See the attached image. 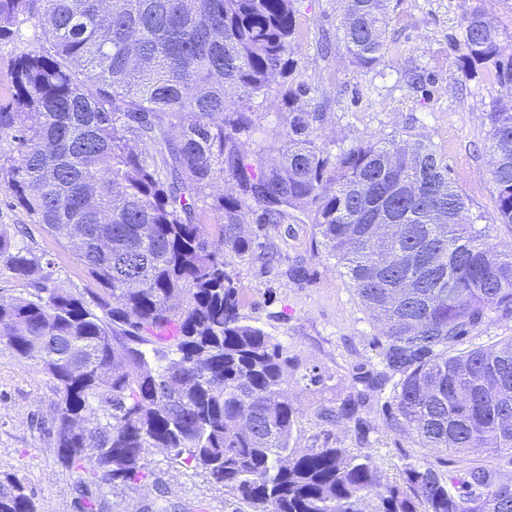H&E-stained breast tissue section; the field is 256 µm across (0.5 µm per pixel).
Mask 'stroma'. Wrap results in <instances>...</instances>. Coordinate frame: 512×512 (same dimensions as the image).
I'll return each mask as SVG.
<instances>
[{"instance_id":"stroma-1","label":"stroma","mask_w":512,"mask_h":512,"mask_svg":"<svg viewBox=\"0 0 512 512\" xmlns=\"http://www.w3.org/2000/svg\"><path fill=\"white\" fill-rule=\"evenodd\" d=\"M295 66L286 82L309 87L305 101L324 106L323 140L335 151L373 137L399 134L424 139L448 163L449 174L466 202L467 221L485 227L492 242L512 248V224L496 214L484 149L486 114L500 88L488 74L469 75L457 66L453 41L465 14L481 9L512 35V0H391L386 38L389 49L375 69L353 66L341 43L322 56L324 37H335L344 0H295ZM418 71L419 84H405V71ZM0 187V224H24L38 247L53 260L73 289H95L71 248L62 246L40 225L9 206ZM277 247L280 261L271 267L233 261L235 283L247 322L262 329L306 367L328 375L326 388L290 383L289 392L303 410L301 444L317 428L313 411L320 402L342 398L357 367H377L382 326L360 303L336 260L316 251L315 229L305 214L291 212L281 224L257 226ZM58 392L53 380L0 344V481L20 480L38 512H82L77 489L83 473L57 461L50 427ZM367 455L387 479H395L406 457L444 466L446 453L421 448L381 426ZM145 477L136 488L104 489L101 512H235L222 484L201 470L172 460L160 449L146 455Z\"/></svg>"}]
</instances>
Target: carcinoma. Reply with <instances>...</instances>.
I'll return each instance as SVG.
<instances>
[{
    "label": "carcinoma",
    "instance_id": "obj_1",
    "mask_svg": "<svg viewBox=\"0 0 512 512\" xmlns=\"http://www.w3.org/2000/svg\"><path fill=\"white\" fill-rule=\"evenodd\" d=\"M388 0H348L341 42L371 70L385 57ZM33 32L0 101V184L74 255L97 284L85 299L59 280L25 227L0 224V269L25 293L0 295V343L53 378L52 437L62 467L89 485L132 488L149 449L224 486L251 512H512V471L456 474L409 460L384 478L334 437L352 428L367 448L377 409L421 448L460 459L512 453V337L461 349L469 333L512 309V250L465 221L466 203L431 145L382 137L336 154L284 87L295 64L294 0H0V41ZM483 11L462 19L457 63L490 64L502 100L486 113L489 181L512 224V53ZM282 97L281 145L253 140L252 119ZM218 180L237 190L209 193ZM221 223H201L205 210ZM314 224L361 304L383 325L379 368L319 404V431L297 446L301 409L285 385L326 387L316 368L240 314L230 259L264 264L271 242L244 224ZM174 329L172 338L157 333ZM0 512H37L18 480L0 483Z\"/></svg>",
    "mask_w": 512,
    "mask_h": 512
}]
</instances>
